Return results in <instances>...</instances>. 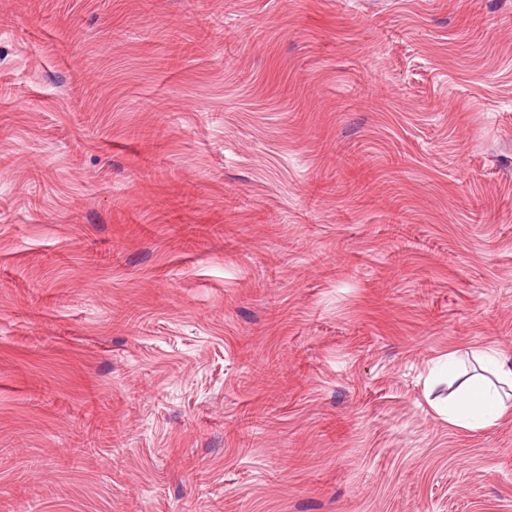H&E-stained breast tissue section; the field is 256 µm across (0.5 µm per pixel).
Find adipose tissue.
I'll return each mask as SVG.
<instances>
[{"label": "adipose tissue", "mask_w": 512, "mask_h": 512, "mask_svg": "<svg viewBox=\"0 0 512 512\" xmlns=\"http://www.w3.org/2000/svg\"><path fill=\"white\" fill-rule=\"evenodd\" d=\"M473 358L492 367L493 379H463L443 410L449 425L464 430L492 426L512 412V359L493 347L475 352Z\"/></svg>", "instance_id": "obj_1"}]
</instances>
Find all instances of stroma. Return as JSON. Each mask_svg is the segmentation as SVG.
<instances>
[{
    "label": "stroma",
    "mask_w": 512,
    "mask_h": 512,
    "mask_svg": "<svg viewBox=\"0 0 512 512\" xmlns=\"http://www.w3.org/2000/svg\"><path fill=\"white\" fill-rule=\"evenodd\" d=\"M512 0H0V512H512ZM472 359L490 365L499 386L474 375L463 379L456 393L448 396L441 413L449 425L464 430L492 426L512 410V361L494 347L472 352Z\"/></svg>",
    "instance_id": "stroma-1"
}]
</instances>
